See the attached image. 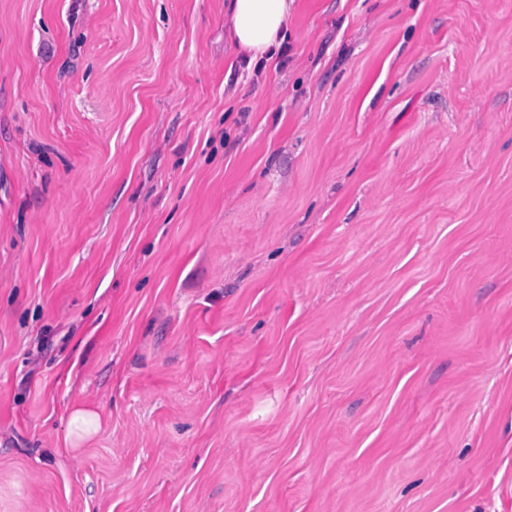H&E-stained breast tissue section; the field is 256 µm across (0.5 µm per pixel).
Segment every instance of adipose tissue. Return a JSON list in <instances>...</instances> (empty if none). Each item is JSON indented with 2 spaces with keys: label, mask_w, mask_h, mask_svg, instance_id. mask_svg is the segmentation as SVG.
<instances>
[{
  "label": "adipose tissue",
  "mask_w": 512,
  "mask_h": 512,
  "mask_svg": "<svg viewBox=\"0 0 512 512\" xmlns=\"http://www.w3.org/2000/svg\"><path fill=\"white\" fill-rule=\"evenodd\" d=\"M293 0H228L227 36L248 66L268 63L283 50Z\"/></svg>",
  "instance_id": "adipose-tissue-1"
}]
</instances>
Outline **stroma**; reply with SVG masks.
Listing matches in <instances>:
<instances>
[{
	"label": "stroma",
	"instance_id": "35a3bbf8",
	"mask_svg": "<svg viewBox=\"0 0 512 512\" xmlns=\"http://www.w3.org/2000/svg\"><path fill=\"white\" fill-rule=\"evenodd\" d=\"M224 3L0 0V512H512V0ZM227 36L247 67L264 66L283 50L294 0H227ZM70 425L72 430L70 438L72 444L75 445L78 441L90 436L96 431L99 420L97 415L90 411L76 410L71 415Z\"/></svg>",
	"mask_w": 512,
	"mask_h": 512
}]
</instances>
